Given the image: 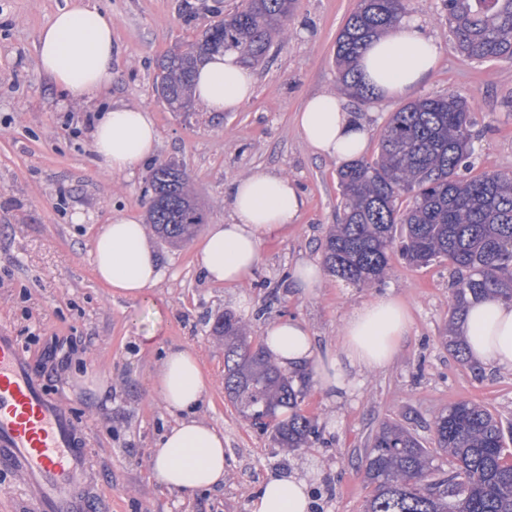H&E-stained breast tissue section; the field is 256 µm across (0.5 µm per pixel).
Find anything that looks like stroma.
I'll return each mask as SVG.
<instances>
[{"label":"stroma","mask_w":512,"mask_h":512,"mask_svg":"<svg viewBox=\"0 0 512 512\" xmlns=\"http://www.w3.org/2000/svg\"><path fill=\"white\" fill-rule=\"evenodd\" d=\"M69 0H0V327L12 332L46 391L85 432L99 474L96 512H250L267 473L315 464L313 512H363L373 493L356 464L380 422L398 421L423 445L449 405L470 400L497 414L512 432V371L458 361L440 342L451 304L452 267L425 268L394 259L377 288L325 275L314 295L292 285L300 262H322L327 228L341 209L338 166L303 143L293 116L310 96L336 91V37L356 0H296L287 33L256 64V92L235 112L184 115L152 90L158 60L241 7L244 0H94L112 15V84L106 98L68 106L39 72L40 29ZM439 45L434 74L413 93L356 103L368 124L364 159L378 154L391 112L448 90L472 109L475 173L512 172V60L471 61L455 48L441 0H409ZM148 108L160 134L157 159L190 175L206 221L224 224L231 182L258 171L288 175L305 205L287 231L268 236L254 272L242 283L212 284L201 275L196 244L154 246L163 274L142 299L113 297L92 272V241L113 209L146 218L148 169L106 175L90 148L95 117L109 102ZM83 211L85 223L71 221ZM409 309L407 334L394 359L364 374L354 393L333 399L309 380L300 407L318 433L311 448L282 451L271 431L252 426L224 391V347L211 334L218 315L248 321L253 338L271 322H305L320 347H336L350 310L379 295ZM155 332L152 347L142 336ZM190 346L208 381L200 417L224 432V484L207 492L171 490L150 460L175 421L154 387L165 351ZM103 374L106 394L85 387Z\"/></svg>","instance_id":"stroma-1"}]
</instances>
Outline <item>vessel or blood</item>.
Listing matches in <instances>:
<instances>
[{"label": "vessel or blood", "instance_id": "vessel-or-blood-1", "mask_svg": "<svg viewBox=\"0 0 512 512\" xmlns=\"http://www.w3.org/2000/svg\"><path fill=\"white\" fill-rule=\"evenodd\" d=\"M0 464L20 473L33 512H90L95 477L71 416L0 329Z\"/></svg>", "mask_w": 512, "mask_h": 512}]
</instances>
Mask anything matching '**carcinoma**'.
Returning a JSON list of instances; mask_svg holds the SVG:
<instances>
[{
	"label": "carcinoma",
	"mask_w": 512,
	"mask_h": 512,
	"mask_svg": "<svg viewBox=\"0 0 512 512\" xmlns=\"http://www.w3.org/2000/svg\"><path fill=\"white\" fill-rule=\"evenodd\" d=\"M296 0H246L198 38L166 53L157 64L153 92L174 112L196 111L191 86L196 62L216 51L244 63L262 60L286 33ZM459 53L477 62L512 60V0H442ZM408 0H357L336 38L337 85L366 102L375 95L358 72L367 43L396 28ZM471 107L454 90L410 101L391 113L379 135L377 157L355 159L338 170L342 213L326 236L323 263L329 273L363 287L382 284L397 255L415 267L444 258L455 269L443 345L464 357L455 322L467 299L494 293L512 302V173L472 174L475 154ZM147 223L167 244L187 241L205 213L186 169L160 161L150 170ZM224 342V390L241 416L257 424L275 419L273 441L298 451L316 435L300 412L295 377L278 367L249 336V326L226 312L212 325ZM289 409L285 421L280 410ZM426 448L406 426L380 424L359 470L374 486L364 512H512V451L500 418L462 400L431 425ZM448 460V471L435 465Z\"/></svg>",
	"instance_id": "cac0c4a2"
}]
</instances>
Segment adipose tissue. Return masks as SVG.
<instances>
[{"instance_id": "obj_1", "label": "adipose tissue", "mask_w": 512, "mask_h": 512, "mask_svg": "<svg viewBox=\"0 0 512 512\" xmlns=\"http://www.w3.org/2000/svg\"><path fill=\"white\" fill-rule=\"evenodd\" d=\"M439 46L419 20H402L397 29L373 39L359 60L367 83L381 96L411 91L433 72ZM37 67L66 102L91 101L112 82V16L73 0L59 9L39 35ZM256 78L236 54L216 53L198 67L193 94L206 111H237L255 93ZM304 143L315 153L339 162L361 155L368 129L346 100L323 92L311 96L295 115ZM94 152L108 174H132L150 162L159 132L148 109L115 104L92 128ZM229 223L211 224L198 244V265L210 283L236 285L257 266L260 246L270 234L293 224L303 198L288 176L257 172L234 180L229 188ZM94 275L110 295L138 299L160 280L162 270L138 217L112 213L94 240ZM402 303L379 296L355 307L340 328L336 349L319 350L302 321L270 323L262 336L267 352L289 370L313 368L330 397L359 388L361 375L387 366L408 329ZM467 351L476 362L512 370V304L487 294L471 301L465 319ZM167 409L179 420L163 436L151 469L167 488L184 492L224 483V433L198 416L206 379L198 356L183 346L170 347L155 377ZM314 466L269 473L251 512H310Z\"/></svg>"}]
</instances>
